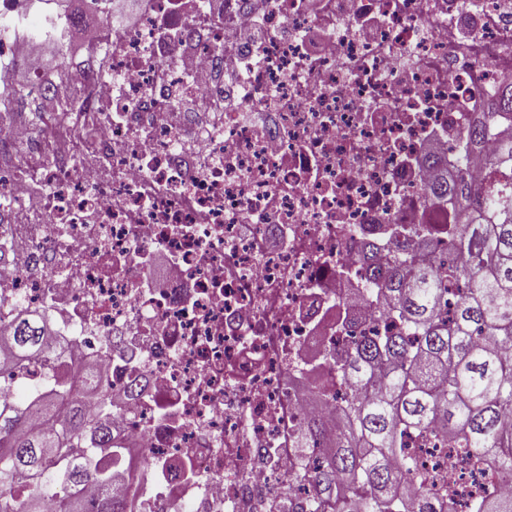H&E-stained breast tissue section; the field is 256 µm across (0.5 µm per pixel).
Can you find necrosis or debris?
Wrapping results in <instances>:
<instances>
[{
  "instance_id": "4bbe7bcc",
  "label": "necrosis or debris",
  "mask_w": 512,
  "mask_h": 512,
  "mask_svg": "<svg viewBox=\"0 0 512 512\" xmlns=\"http://www.w3.org/2000/svg\"><path fill=\"white\" fill-rule=\"evenodd\" d=\"M318 2L99 0L64 126L0 142V335L37 308L101 366L152 459L139 512H299L312 380L368 323L339 271L389 258L384 225L447 223L420 160L512 79V0ZM81 31L0 0V71L42 77Z\"/></svg>"
}]
</instances>
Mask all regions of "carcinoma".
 Instances as JSON below:
<instances>
[{
    "mask_svg": "<svg viewBox=\"0 0 512 512\" xmlns=\"http://www.w3.org/2000/svg\"><path fill=\"white\" fill-rule=\"evenodd\" d=\"M512 117V81L501 86L427 192L469 211L459 224H396L390 263H367L357 297L388 319L348 334L324 353L336 436L308 422L301 451L316 460L293 480L312 488L307 512H459L450 484L416 448L439 438L468 473L512 479V139L486 155L501 116ZM482 169L474 187L470 169ZM49 317L26 308L0 339V512H137V493L112 496L113 468L128 461L112 435V384L84 386L81 369L47 344ZM42 355L43 384L20 394L16 372ZM151 463L128 468L133 487ZM466 512H512V493L491 484Z\"/></svg>",
    "mask_w": 512,
    "mask_h": 512,
    "instance_id": "obj_1",
    "label": "carcinoma"
}]
</instances>
